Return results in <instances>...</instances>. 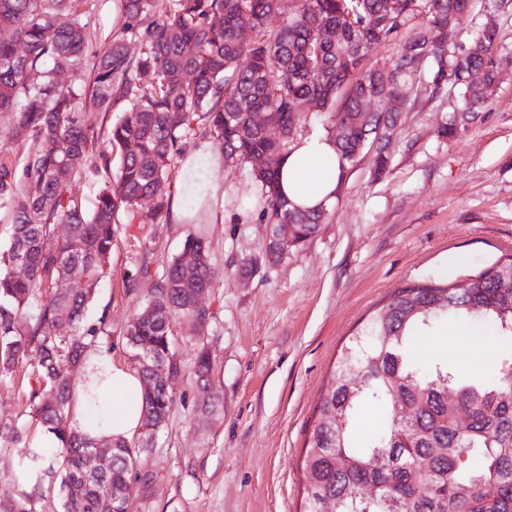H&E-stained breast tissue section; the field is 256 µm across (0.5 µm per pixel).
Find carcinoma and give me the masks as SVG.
<instances>
[{
  "instance_id": "carcinoma-1",
  "label": "carcinoma",
  "mask_w": 512,
  "mask_h": 512,
  "mask_svg": "<svg viewBox=\"0 0 512 512\" xmlns=\"http://www.w3.org/2000/svg\"><path fill=\"white\" fill-rule=\"evenodd\" d=\"M68 0H0V112L12 113V138L31 143L23 165L0 158V207L11 224L9 244L0 249V382L22 376L17 419L0 420V437L24 444L15 486L0 491V512H39L45 485L59 487L62 512H143L156 474L139 468L176 403L171 389L141 378L142 432L109 441L112 470L85 467L95 447L75 426V386L90 352L112 354V332L103 320L84 324L95 288L112 278V247L121 217L161 224L170 209L167 182L173 159L195 127L216 141L224 165L246 166L264 155L267 168L253 174L258 204L269 224L292 225V247L304 245L329 216L328 209L289 207L277 190L281 158L297 135L302 113L330 114L345 133L336 142L342 163L351 164L372 143L378 119H359L367 94L392 96L407 75L405 53L423 46L429 53L428 80L434 92L448 85L445 45L426 34L448 28L473 7V0H396L387 18L383 0H172L164 12L157 0H122L125 29L140 41L130 54L121 38L101 51L85 108L110 112L128 102L112 125L111 150L98 152L93 173L100 177L97 204L86 213L71 192L73 177L95 147L94 127L75 111L79 89L60 79L86 50L84 25L64 23ZM274 14L282 25L267 29ZM251 30L244 41L240 31ZM499 29L484 28L466 42L468 52L455 73L483 70L476 89L460 82L464 111L475 112L496 90L490 49ZM399 42L388 70L365 67L378 44ZM345 54L348 69L336 64ZM317 107L310 106L311 101ZM259 112H275L280 137L257 124ZM232 117L226 124L224 117ZM64 226L59 237L56 227ZM191 252L196 270H182ZM27 266L23 278L13 266ZM74 272L67 292L55 287L60 267ZM217 276L200 232H190L182 252L166 270L151 272L143 261L122 277L124 292H147V302L128 322L123 336L131 360L167 367L172 378L182 365L172 352L173 321L182 316L204 326L208 308L198 301ZM469 293L450 284L424 282L398 289L371 318L366 332L345 347L317 405L302 467L307 484L304 512H512V256L474 276ZM448 320L493 325L506 348L497 378L460 383L443 363L423 364L412 344ZM213 356L202 347L194 363L201 382L202 411L214 409L207 381ZM356 371L361 385L349 384ZM460 405L448 403V385ZM382 408L380 426L368 439L355 435L369 403ZM469 411L458 424L459 407ZM29 417L52 431L59 448L30 443ZM497 483L492 497L482 486ZM366 482L383 486L368 500L356 496Z\"/></svg>"
}]
</instances>
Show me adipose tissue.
I'll return each instance as SVG.
<instances>
[{
    "label": "adipose tissue",
    "instance_id": "adipose-tissue-1",
    "mask_svg": "<svg viewBox=\"0 0 512 512\" xmlns=\"http://www.w3.org/2000/svg\"><path fill=\"white\" fill-rule=\"evenodd\" d=\"M216 164L209 147L192 153L183 167L186 197L202 202L215 197L217 189L203 179ZM343 166L336 143L324 134L295 143L283 157L279 190L290 206L312 210L328 207L342 177ZM83 385L97 387L98 403L77 398L76 424L89 438H131L142 424L143 385L136 371L114 364L103 352L90 354L81 375Z\"/></svg>",
    "mask_w": 512,
    "mask_h": 512
}]
</instances>
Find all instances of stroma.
I'll return each mask as SVG.
<instances>
[{"label":"stroma","instance_id":"35a3bbf8","mask_svg":"<svg viewBox=\"0 0 512 512\" xmlns=\"http://www.w3.org/2000/svg\"><path fill=\"white\" fill-rule=\"evenodd\" d=\"M495 14L504 36L496 56L499 83L475 116L440 130L460 106L459 91L413 93L393 133L383 175L374 154L346 165L331 213L304 245L266 263L270 226L248 168L216 164L208 175L223 204H201L187 224H123L112 279L98 284L85 313L106 318L112 360L128 364L122 331L142 297L122 291V276L141 262L163 271L185 236L204 229L218 277L203 303L202 328L182 318L173 351L183 366L177 403L141 465L156 481L145 512H302V460L321 391L342 348L397 289L430 280L457 282L512 255V0H477L456 26L471 38ZM65 21L85 27L87 52L66 80L88 89L97 54L123 35L121 0H71ZM254 270H239L241 260ZM432 341L430 356L463 374L493 376V350L458 335ZM213 356L211 384L220 395L212 415L197 408L193 366L201 346Z\"/></svg>","mask_w":512,"mask_h":512}]
</instances>
